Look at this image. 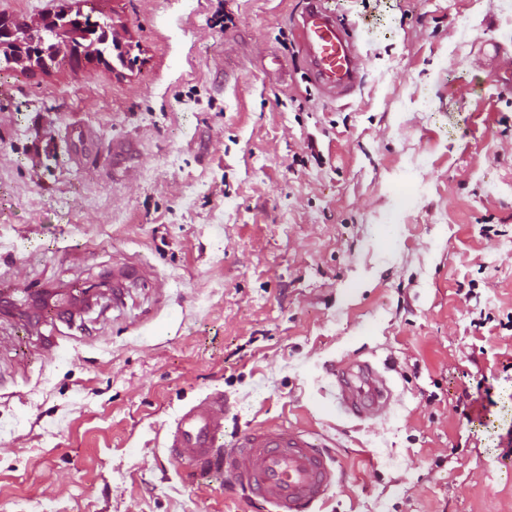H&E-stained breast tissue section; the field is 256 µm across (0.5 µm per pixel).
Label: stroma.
<instances>
[{
  "mask_svg": "<svg viewBox=\"0 0 512 512\" xmlns=\"http://www.w3.org/2000/svg\"><path fill=\"white\" fill-rule=\"evenodd\" d=\"M305 6L100 0L133 66L0 72V287L136 273L68 319L0 315V512H255L169 455L213 392L226 434L331 447L321 512H512V82L489 56L512 13L337 0L362 64L336 100ZM353 360L394 392L377 417L336 400Z\"/></svg>",
  "mask_w": 512,
  "mask_h": 512,
  "instance_id": "stroma-1",
  "label": "stroma"
}]
</instances>
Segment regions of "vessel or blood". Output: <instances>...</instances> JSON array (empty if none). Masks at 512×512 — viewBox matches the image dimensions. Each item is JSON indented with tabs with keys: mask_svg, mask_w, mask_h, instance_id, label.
<instances>
[{
	"mask_svg": "<svg viewBox=\"0 0 512 512\" xmlns=\"http://www.w3.org/2000/svg\"><path fill=\"white\" fill-rule=\"evenodd\" d=\"M295 36L316 86L327 95L354 90L361 57L353 26L339 25L328 0H307ZM346 413L368 418L393 398L387 380L370 363L347 364L336 377ZM169 454L187 463L196 480L221 474L265 512H316L336 484L332 459L309 432L254 427L224 439V402L215 398L190 407L176 420Z\"/></svg>",
	"mask_w": 512,
	"mask_h": 512,
	"instance_id": "obj_1",
	"label": "vessel or blood"
}]
</instances>
